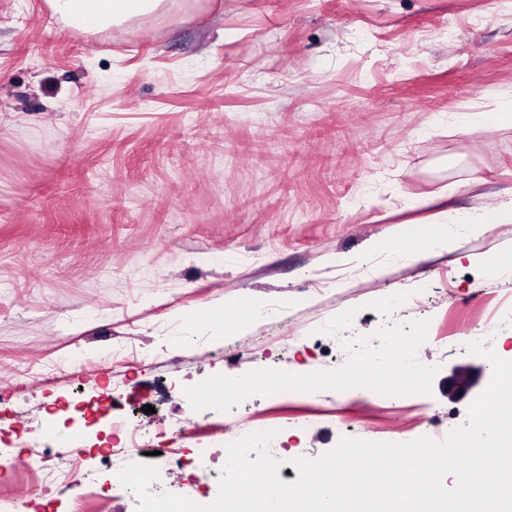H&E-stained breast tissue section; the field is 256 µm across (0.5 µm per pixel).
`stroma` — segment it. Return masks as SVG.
Wrapping results in <instances>:
<instances>
[{"label":"stroma","mask_w":512,"mask_h":512,"mask_svg":"<svg viewBox=\"0 0 512 512\" xmlns=\"http://www.w3.org/2000/svg\"><path fill=\"white\" fill-rule=\"evenodd\" d=\"M509 98L512 0H169L98 33L45 0H0V451L28 428L85 442L123 417L151 434L137 460L162 490L216 498L210 473L161 467L157 431L185 387L340 367L349 354L322 327L348 309L355 335L429 320L431 394L256 395L195 412L188 445L272 423L292 458L371 433L445 438L471 403L449 398L452 370L492 377L468 343L512 360V270L487 266L512 255V224L439 226L448 248L429 252L425 200L481 215L512 201V119L484 118ZM233 303L245 331L198 316ZM104 385L93 425L51 408ZM90 478L87 512H137L118 476Z\"/></svg>","instance_id":"35a3bbf8"}]
</instances>
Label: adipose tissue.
I'll return each instance as SVG.
<instances>
[{"instance_id": "adipose-tissue-1", "label": "adipose tissue", "mask_w": 512, "mask_h": 512, "mask_svg": "<svg viewBox=\"0 0 512 512\" xmlns=\"http://www.w3.org/2000/svg\"><path fill=\"white\" fill-rule=\"evenodd\" d=\"M46 5L52 18L66 26L94 33L155 12L164 7L165 0H46ZM431 221L436 225L459 224L488 232L496 225L512 224V202L484 218L442 207L433 212Z\"/></svg>"}]
</instances>
